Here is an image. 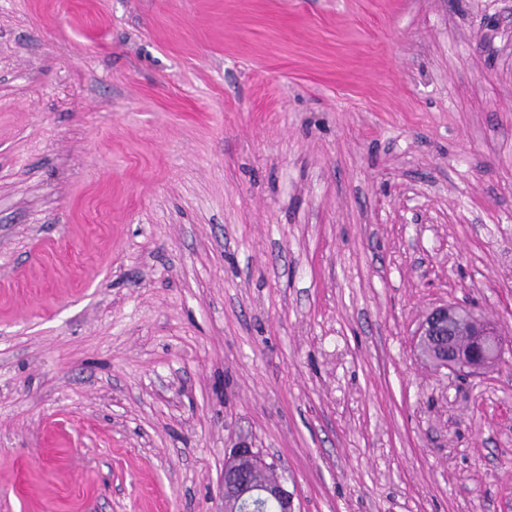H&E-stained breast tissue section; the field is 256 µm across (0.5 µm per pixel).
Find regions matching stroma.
<instances>
[{
	"instance_id": "35a3bbf8",
	"label": "stroma",
	"mask_w": 512,
	"mask_h": 512,
	"mask_svg": "<svg viewBox=\"0 0 512 512\" xmlns=\"http://www.w3.org/2000/svg\"><path fill=\"white\" fill-rule=\"evenodd\" d=\"M512 0H0V512H512ZM460 319L469 323V338L464 345L451 328ZM455 331L458 336H468L465 322L457 323ZM419 336L434 339V355L441 367L464 376L480 375L498 366L511 347L493 321L452 304L433 309L422 322ZM252 444L242 440L232 448L224 462L222 482L224 487V512L257 511L265 510L269 504L276 506V512H295L292 494L288 491V479L283 476H276L274 479L263 482L267 479L266 473L262 470L251 468L250 476L239 467L244 460L261 461L268 464L254 450ZM263 482V483H260ZM232 506L233 509L227 507Z\"/></svg>"
}]
</instances>
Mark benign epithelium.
<instances>
[{
	"label": "benign epithelium",
	"instance_id": "obj_1",
	"mask_svg": "<svg viewBox=\"0 0 512 512\" xmlns=\"http://www.w3.org/2000/svg\"><path fill=\"white\" fill-rule=\"evenodd\" d=\"M460 319L469 323V338L464 345L452 332V326ZM419 335L434 339V355L441 367L464 376L480 375L498 366L512 345L493 321L452 304L433 309L422 322ZM244 460H261L246 440L238 442L224 462V512H261L270 504L275 505V512H295L288 479L276 476L256 483L239 467Z\"/></svg>",
	"mask_w": 512,
	"mask_h": 512
}]
</instances>
